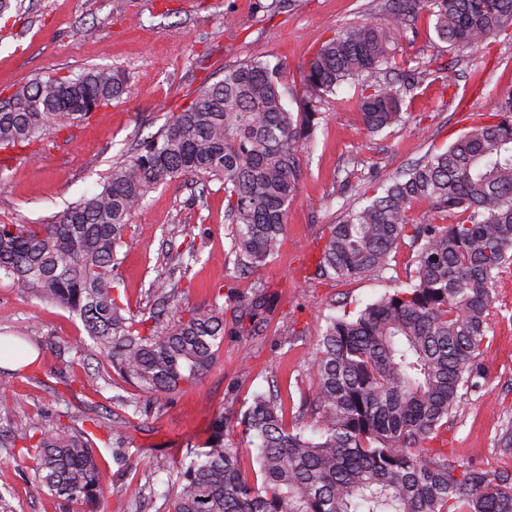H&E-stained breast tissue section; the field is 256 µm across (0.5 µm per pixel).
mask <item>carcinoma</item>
Here are the masks:
<instances>
[{
	"label": "carcinoma",
	"mask_w": 512,
	"mask_h": 512,
	"mask_svg": "<svg viewBox=\"0 0 512 512\" xmlns=\"http://www.w3.org/2000/svg\"><path fill=\"white\" fill-rule=\"evenodd\" d=\"M391 26L364 23L316 39L301 70L304 96L286 104L281 64L248 60L202 86L168 124L112 164L100 191L50 224H0V276L78 317L114 373L139 397L199 381L227 324L253 336L270 303L265 270L287 240L299 193L300 155L322 101L359 85L362 125L377 133L406 122L420 88L398 60L407 22L420 10L450 48L485 47L512 28V0H390ZM125 93L117 70L35 78L0 101V152L23 150L84 120ZM224 189L231 254L250 294L225 309L221 292L188 309L135 314L118 269L131 218L159 186L182 176ZM316 279L382 275L397 248L412 249L405 280L341 316L327 315L309 361L305 406L286 421L273 391L255 392L233 422L220 411L208 443L189 461L155 459L173 476L166 512H512V468L489 473L448 459L441 434L479 386L493 284L512 271V92L493 98L447 147L432 149L382 191L348 209L319 237ZM231 318H226V312ZM45 423L28 416L12 437L39 486L95 512L101 495L96 433L87 418ZM252 446L247 467L233 434Z\"/></svg>",
	"instance_id": "cac0c4a2"
}]
</instances>
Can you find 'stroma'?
Here are the masks:
<instances>
[{
	"mask_svg": "<svg viewBox=\"0 0 512 512\" xmlns=\"http://www.w3.org/2000/svg\"><path fill=\"white\" fill-rule=\"evenodd\" d=\"M22 0L0 29V99L36 77L76 75L120 68L125 93L90 119L64 128L37 146L36 157L0 152L9 183L0 188V222L46 224L101 188L113 162L159 132L170 113L188 103L197 88L223 78L225 67L245 60L282 63L290 98H301L299 71L317 36L365 22L393 21L389 0ZM236 28H227L225 16ZM401 52L426 77L411 106L413 120L378 134L360 125L355 88L344 85L324 115L313 143L301 155L299 196L288 212V246L272 261L267 277L271 306L256 335L228 330L214 366L197 384L158 398L141 399L140 412L121 399L131 387L113 373L93 347L81 321L59 304L13 288L0 279V341L20 339L38 360L26 368L0 367V389L24 411L0 412V512H69L67 503L41 491L30 465L3 437L20 434L28 413L47 423L59 416L111 419L113 437L131 454L114 460L100 454L102 499H122L125 512H165L168 474H151L154 458L181 459L211 434L216 413L236 418L253 392L276 387L287 416L297 415L312 381L308 361L323 315L366 304L404 278L411 259L401 246L392 276L314 279L317 243L338 223L355 192L348 169L359 167L382 182L448 145L465 118L484 111L490 98L512 90V38L501 36L481 49L449 50L419 13L400 39ZM224 190L200 187L181 177L159 186L132 219L119 276L134 312L159 308L151 283L180 278L183 306L208 304L213 289L244 296L250 281L234 270ZM194 244L200 259L180 266L177 256ZM489 325L491 342L482 356L479 389L448 420L444 434L451 460L494 472L512 466V448L499 438L512 424V275L497 282Z\"/></svg>",
	"mask_w": 512,
	"mask_h": 512,
	"instance_id": "obj_1",
	"label": "stroma"
}]
</instances>
